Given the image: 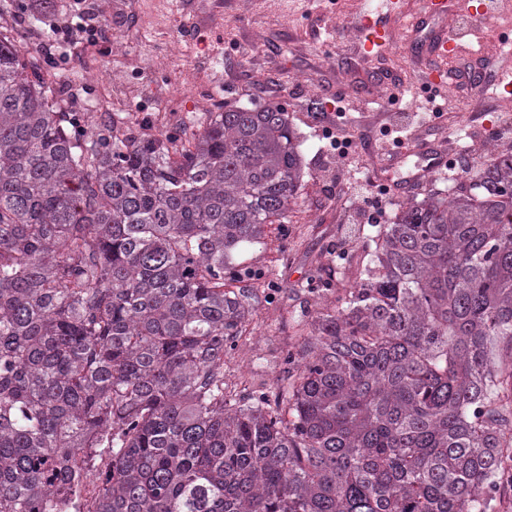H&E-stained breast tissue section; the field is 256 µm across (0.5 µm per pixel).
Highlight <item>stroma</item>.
<instances>
[{"mask_svg":"<svg viewBox=\"0 0 512 512\" xmlns=\"http://www.w3.org/2000/svg\"><path fill=\"white\" fill-rule=\"evenodd\" d=\"M423 0H406V13L391 18L396 42L388 51L364 58L354 23L377 0H137L138 12L128 15L126 0H83L103 17L104 28L122 21L133 27L130 40L107 54L75 50L70 60L49 71L54 86L76 94L84 112L110 102L115 120L149 134L203 130L219 104L287 105L290 120L303 144L304 177L297 205L283 224L266 229L265 243L244 250L240 259L250 272L251 316L242 339H258L248 362L250 377L238 381L236 355L224 359V383L238 394L272 390L283 374L284 357L307 331L316 310L330 303L312 294L319 275L334 269L335 287L350 285V271L359 253L351 225L360 197L354 174L341 182L325 172L331 163L322 130L336 118L333 102L342 98L352 112L348 119L368 142L361 168L380 179L389 142L380 140L381 124L394 116L410 118L414 137L438 141L457 169L441 168L411 186V193L447 188L460 179L467 162L468 136L494 129L496 120L512 122V111L485 110L489 87L486 65L512 63L502 47L504 35L482 22L463 33L459 54L441 60L416 52L410 24ZM52 15L21 11L20 0H0V22L21 29L25 50L43 53L52 20L70 13L73 0H54ZM452 66L470 68L477 76L465 110L445 112L436 123L424 114V70ZM411 85L398 106H390L393 80ZM178 96L180 111L165 112L167 94ZM348 239L345 257H336L338 240Z\"/></svg>","mask_w":512,"mask_h":512,"instance_id":"35a3bbf8","label":"stroma"}]
</instances>
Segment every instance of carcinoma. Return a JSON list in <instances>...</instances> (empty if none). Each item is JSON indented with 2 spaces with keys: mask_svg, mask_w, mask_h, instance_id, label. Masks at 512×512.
<instances>
[{
  "mask_svg": "<svg viewBox=\"0 0 512 512\" xmlns=\"http://www.w3.org/2000/svg\"><path fill=\"white\" fill-rule=\"evenodd\" d=\"M0 25V512H497L512 493V154L358 242L274 398L224 391L234 252L288 219V108L164 139L62 107ZM73 506L69 511L95 512L97 509V489L95 484L90 481H84L73 494Z\"/></svg>",
  "mask_w": 512,
  "mask_h": 512,
  "instance_id": "obj_1",
  "label": "carcinoma"
}]
</instances>
